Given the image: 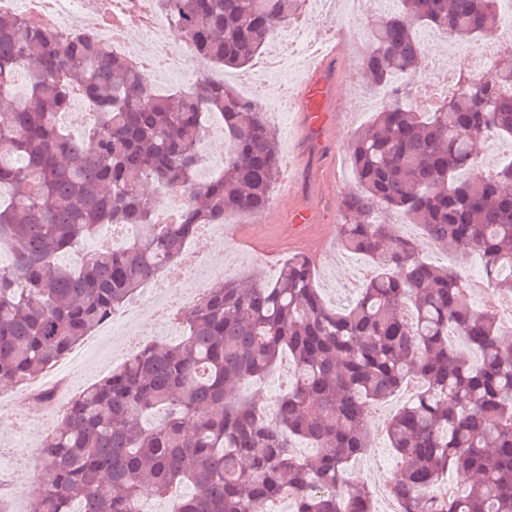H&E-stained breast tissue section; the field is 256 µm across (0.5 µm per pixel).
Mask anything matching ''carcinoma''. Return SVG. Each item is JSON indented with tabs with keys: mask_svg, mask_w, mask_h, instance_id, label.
I'll return each mask as SVG.
<instances>
[{
	"mask_svg": "<svg viewBox=\"0 0 512 512\" xmlns=\"http://www.w3.org/2000/svg\"><path fill=\"white\" fill-rule=\"evenodd\" d=\"M305 0H156L194 55L216 67L253 61ZM374 20L361 62L387 102L346 151L355 182L339 200L338 242L367 260L356 303L332 309L312 260L288 255L276 280L224 277L179 315L186 338L155 341L72 397L42 439L47 478L28 512H139L143 494L180 484L173 512H374L352 460L371 447L367 409L415 379L385 426L398 459L399 512H512V333L471 302L466 262L512 295V158L481 170L480 142L512 138V58L420 106L428 27L478 43L499 0H396ZM28 90L11 92L19 70ZM95 118L81 135L58 122L74 95ZM0 387L55 363L137 288L180 259L184 244L229 212H263L281 170L279 138L260 103L197 76L165 98L94 38L0 12ZM224 122V173L207 183L201 131ZM464 170L476 175L467 177ZM145 185L188 194L180 218L157 220ZM419 227L451 265L425 260L394 223ZM100 224L136 234L83 249ZM83 252L78 265L62 257ZM288 387L269 419L236 388L283 353ZM317 452L301 458L295 443ZM444 495L429 490L450 482Z\"/></svg>",
	"mask_w": 512,
	"mask_h": 512,
	"instance_id": "1",
	"label": "carcinoma"
}]
</instances>
